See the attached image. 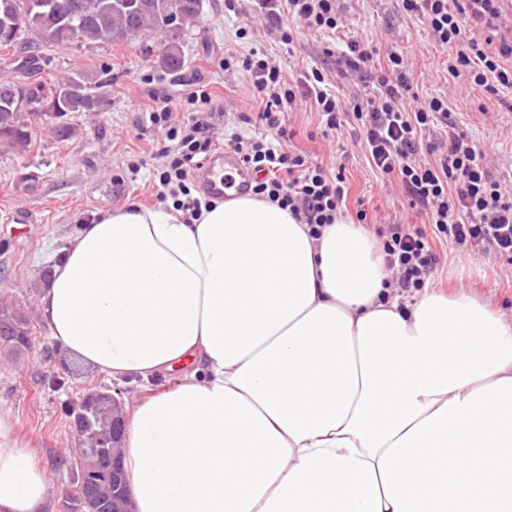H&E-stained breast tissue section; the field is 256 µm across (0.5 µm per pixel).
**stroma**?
<instances>
[{"label": "stroma", "instance_id": "obj_1", "mask_svg": "<svg viewBox=\"0 0 512 512\" xmlns=\"http://www.w3.org/2000/svg\"><path fill=\"white\" fill-rule=\"evenodd\" d=\"M234 5L230 11L224 0H206L203 18L184 48L185 65L177 71L161 65L164 39L158 33L142 42L50 51L52 63L45 72L49 78L75 69L109 68L112 83L106 89V104L99 112L72 114L69 121L77 133L70 139H57L38 120L28 153H0V295L29 306L35 341L33 349L20 356L0 350V409L9 411L20 434L36 444L47 471L52 512H61L62 497L76 477L68 464L76 436L63 404L103 389L119 394L128 404L146 386L141 379L111 380L60 351L41 316V300L47 292L44 274L61 259L84 220L130 203L158 207L153 174L161 163L158 151L163 140L146 121L145 112L166 105L175 122H184L187 114L179 101L201 81L228 114L215 133L217 140L245 133V126L235 125L233 118L255 109L249 96L250 77L242 69L225 68L228 51L239 57L254 49L263 51L289 78L311 67H329L344 102L366 94L357 75L337 70L342 45L319 35H300L292 44H283L277 30L255 19L250 0H235ZM341 5L349 37L383 52L402 50L414 70L419 95L447 97L460 129L481 148L496 153L499 172H512V109L478 94L454 93L441 68L444 53L422 20L405 16L399 0H341ZM241 27L247 34L240 39L235 32ZM489 111L494 119H486ZM288 128L296 150L319 163L345 164L351 196L363 199L370 219L381 225L421 224L417 210L395 187L382 182L359 146L349 145L347 155L338 153L336 141L322 136L319 116L309 105L293 110ZM133 163L141 166L135 175L128 170ZM31 174L36 175V183L28 182ZM19 208L27 211L29 223H13V212ZM437 255L431 286L465 292L512 315V265L502 259L477 263L452 245L439 247ZM53 375L62 380V389L48 388L46 381Z\"/></svg>", "mask_w": 512, "mask_h": 512}]
</instances>
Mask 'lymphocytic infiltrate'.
Returning a JSON list of instances; mask_svg holds the SVG:
<instances>
[{
    "instance_id": "obj_1",
    "label": "lymphocytic infiltrate",
    "mask_w": 512,
    "mask_h": 512,
    "mask_svg": "<svg viewBox=\"0 0 512 512\" xmlns=\"http://www.w3.org/2000/svg\"><path fill=\"white\" fill-rule=\"evenodd\" d=\"M401 5L407 16L424 20L445 52L442 65L452 80L489 99L512 93V45L488 52L467 29L468 20L495 18L496 0H401ZM253 10L280 31L286 44L293 43L298 27L345 40L349 67L376 74L372 95L349 106L320 69L299 72L289 81L261 51L240 59L225 56V67L238 65L249 74L257 105L239 116L252 135H234L226 142L256 172L254 195L288 209L313 229L334 223L346 209L350 184L344 172L328 170L288 146L285 116L305 102L320 114L323 137L348 136L363 143L370 165L398 184L410 206L426 217L424 228L390 224L376 230L393 287L408 295L425 287L438 262L437 240L512 262V189H504L494 176L490 154L450 120L447 98H420L402 52L382 56L347 39L337 0H253ZM181 105L189 118L178 126L168 107L148 113L164 141L155 192L158 200L173 199L195 218L213 205L214 197L192 194L189 182L213 151V132L224 114L204 84L187 93Z\"/></svg>"
}]
</instances>
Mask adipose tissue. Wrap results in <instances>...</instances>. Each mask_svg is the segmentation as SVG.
Returning <instances> with one entry per match:
<instances>
[{
    "label": "adipose tissue",
    "mask_w": 512,
    "mask_h": 512,
    "mask_svg": "<svg viewBox=\"0 0 512 512\" xmlns=\"http://www.w3.org/2000/svg\"><path fill=\"white\" fill-rule=\"evenodd\" d=\"M50 339L114 380L133 512H512V319L388 287L371 235L242 196L136 204L70 239ZM0 411V512H49Z\"/></svg>",
    "instance_id": "obj_1"
}]
</instances>
